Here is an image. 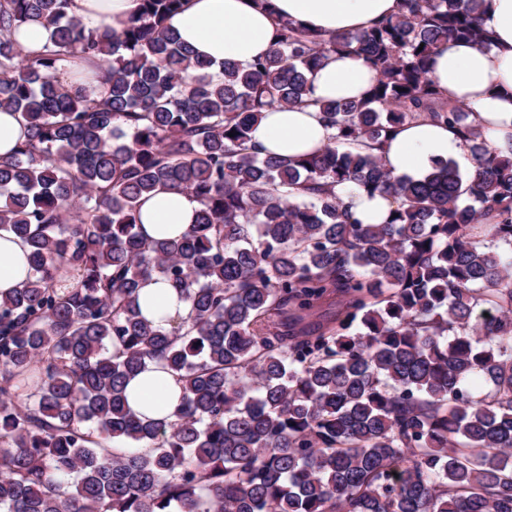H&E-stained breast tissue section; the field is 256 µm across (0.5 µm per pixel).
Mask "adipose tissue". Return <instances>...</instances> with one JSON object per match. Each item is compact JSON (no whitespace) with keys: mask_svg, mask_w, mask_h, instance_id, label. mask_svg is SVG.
<instances>
[{"mask_svg":"<svg viewBox=\"0 0 512 512\" xmlns=\"http://www.w3.org/2000/svg\"><path fill=\"white\" fill-rule=\"evenodd\" d=\"M271 9L256 0H186L169 21L178 37L200 58L220 64H247L274 46L278 18L286 17L330 35L362 31L376 20L396 15L399 0H271ZM141 0H73L72 13L86 28L111 23L121 29L140 12ZM483 27L492 43L484 48L449 41L431 63V77L448 99L472 106L491 148L512 150V0H484ZM377 73L363 60L346 53L328 55L310 75L308 104L277 106L263 112L253 126V144L261 154L295 157L324 148L332 134L319 106L330 101L363 97ZM381 157L393 176L422 179L437 163L454 162L473 175L475 164L468 144L455 128L418 120L406 123L382 145ZM335 191L364 224L383 223L393 208L391 198L369 196L350 184ZM199 205L176 189H164L143 200L141 220L152 239L174 238L194 223ZM28 248L14 234L0 231V294L19 287L29 275ZM142 314L155 327L170 328L187 314V302L161 276L141 287ZM129 406L142 416L172 418L180 402L181 384L155 363L131 379L126 389Z\"/></svg>","mask_w":512,"mask_h":512,"instance_id":"1","label":"adipose tissue"}]
</instances>
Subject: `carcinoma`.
I'll return each instance as SVG.
<instances>
[{"label": "carcinoma", "instance_id": "carcinoma-1", "mask_svg": "<svg viewBox=\"0 0 512 512\" xmlns=\"http://www.w3.org/2000/svg\"><path fill=\"white\" fill-rule=\"evenodd\" d=\"M71 2L0 0V109L27 128L0 230L30 267L0 296V512H512V151L429 76L448 40L490 44L483 0H402L341 35L281 18L217 80L166 24L183 0L118 33ZM36 19L53 37L27 50ZM336 52L376 83L321 105L320 153L260 157L263 111L304 104ZM77 59L100 92L58 80ZM423 118L469 142L468 183L371 153ZM344 183L393 198L386 223L357 222ZM166 188L198 218L149 239L141 200ZM153 275L189 304L168 330L140 312ZM149 361L181 383L172 421L127 405Z\"/></svg>", "mask_w": 512, "mask_h": 512}]
</instances>
